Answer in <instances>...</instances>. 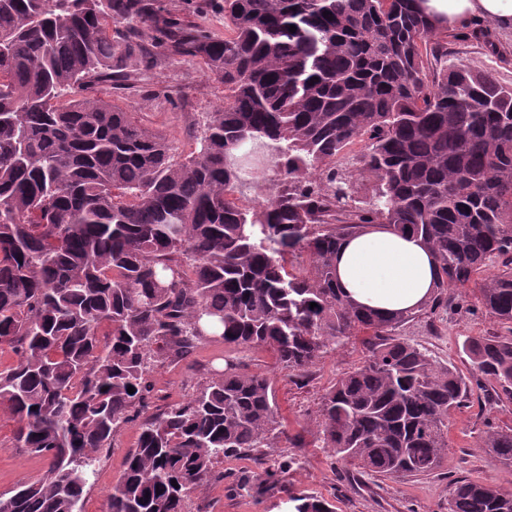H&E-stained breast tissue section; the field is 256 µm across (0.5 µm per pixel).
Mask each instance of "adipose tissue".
I'll return each mask as SVG.
<instances>
[{"mask_svg": "<svg viewBox=\"0 0 512 512\" xmlns=\"http://www.w3.org/2000/svg\"><path fill=\"white\" fill-rule=\"evenodd\" d=\"M422 7L445 28L488 19L512 29V0H424ZM436 278V263L419 238L379 227L345 240L336 253L339 288L385 317L419 309Z\"/></svg>", "mask_w": 512, "mask_h": 512, "instance_id": "1", "label": "adipose tissue"}]
</instances>
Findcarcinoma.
I'll return each instance as SVG.
<instances>
[{
    "mask_svg": "<svg viewBox=\"0 0 512 512\" xmlns=\"http://www.w3.org/2000/svg\"><path fill=\"white\" fill-rule=\"evenodd\" d=\"M418 2L218 0L220 37L161 0H0V343L15 356L0 403L18 418L14 446L49 461L0 512H82L131 423L138 443L108 512H189L187 491L224 481V459L274 447V379L229 360L149 413L157 371L211 338L272 352L302 385L366 333L364 360L321 395L316 433L381 478L441 467L449 419L474 390L512 402V82L448 66V38L477 34H445ZM167 59L199 61L224 85L183 155L83 94ZM265 149L283 185L240 205L236 185L265 169ZM371 225L433 253L420 309L382 318L337 287V246ZM466 289L504 329L463 341L474 383L397 335L455 311ZM482 447L512 467V427ZM292 464L227 491L267 489ZM295 501L334 512L322 497ZM448 512H512V491L460 480Z\"/></svg>",
    "mask_w": 512,
    "mask_h": 512,
    "instance_id": "1",
    "label": "carcinoma"
}]
</instances>
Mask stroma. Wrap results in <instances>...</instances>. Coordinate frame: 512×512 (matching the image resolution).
<instances>
[{
  "label": "stroma",
  "mask_w": 512,
  "mask_h": 512,
  "mask_svg": "<svg viewBox=\"0 0 512 512\" xmlns=\"http://www.w3.org/2000/svg\"><path fill=\"white\" fill-rule=\"evenodd\" d=\"M448 61L466 64L512 81V30L488 24L487 35L448 45ZM101 99L135 113L149 130L165 135L182 151H190L198 134L201 113L212 112L224 100V88L199 63L162 61L139 74L136 86L120 90L108 85L93 89ZM455 313L437 315L428 321L413 322L399 329L402 338L423 345L443 364H454L462 373L470 365L459 346L464 337L496 333L497 325L475 308L469 291L457 296ZM363 357L359 343H348L325 354L313 367L305 385H295L288 370L277 366L267 352H248L224 347L220 342L201 345L193 366L171 364L155 376L163 403L181 402L195 393L207 370L224 366L232 359L242 371H264L274 377L277 400L284 417L285 439L269 449L272 458H293V466L278 474L271 490L262 494L232 495L225 484L235 474L262 472L263 466L248 457L225 459L224 480L194 492L192 512H294V496L313 494L331 500L335 512H448L454 484L476 479L512 489V470L502 466L482 446L487 430L512 426V402L494 407L472 399L467 408L453 413L448 429V454L440 469L428 476L378 479L350 466L334 470L329 453L316 445L315 419L321 394ZM15 427L11 411L0 405V495H12L18 484L40 479L47 460L28 455L12 444ZM139 427L130 424L115 437L114 446L98 467L83 499V512H105L106 498L120 478L126 455L137 444ZM297 436V447L286 439Z\"/></svg>",
  "instance_id": "obj_1"
}]
</instances>
